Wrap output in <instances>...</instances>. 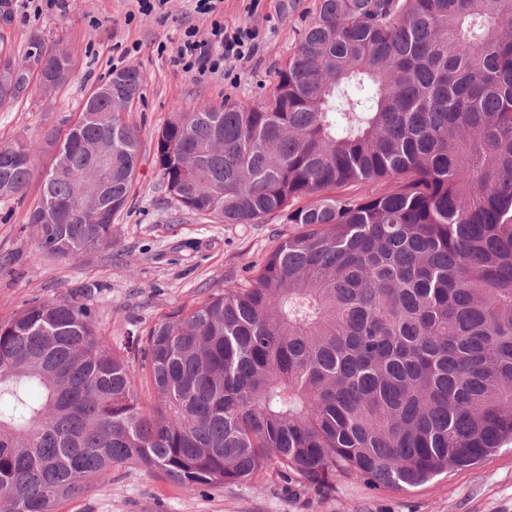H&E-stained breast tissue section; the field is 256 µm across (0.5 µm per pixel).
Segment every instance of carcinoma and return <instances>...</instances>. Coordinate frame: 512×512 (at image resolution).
<instances>
[{
    "mask_svg": "<svg viewBox=\"0 0 512 512\" xmlns=\"http://www.w3.org/2000/svg\"><path fill=\"white\" fill-rule=\"evenodd\" d=\"M35 64L75 69L62 45ZM124 73L47 135L27 224L52 258L112 245L144 83ZM27 81L0 37V105ZM41 151L0 145V198ZM156 163L202 219L294 231L248 285L149 330L148 410L91 287L0 321V512H55L119 464L187 490L271 465L407 490L512 440V0H319L273 94L173 113Z\"/></svg>",
    "mask_w": 512,
    "mask_h": 512,
    "instance_id": "obj_1",
    "label": "carcinoma"
}]
</instances>
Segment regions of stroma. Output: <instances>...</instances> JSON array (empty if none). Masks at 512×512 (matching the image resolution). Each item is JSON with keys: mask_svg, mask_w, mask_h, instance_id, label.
Returning <instances> with one entry per match:
<instances>
[{"mask_svg": "<svg viewBox=\"0 0 512 512\" xmlns=\"http://www.w3.org/2000/svg\"><path fill=\"white\" fill-rule=\"evenodd\" d=\"M317 7L318 0H224L225 26L255 27L258 48L251 59L201 79L176 66L169 53L184 27H208L193 0H170L164 23L140 13L137 0H69L66 10L38 15L0 0V35L18 57L60 42L76 65L63 87L46 92L33 82L17 102L0 107V143H37L49 130L67 129L86 96L113 71L134 65L145 76L136 105L125 114L140 134L139 161L129 202L112 226L111 247L73 262L39 249L26 215L39 200L45 156L36 157L23 199H0V319L35 301L68 299L91 284L99 333L121 354L129 336L146 335L225 286L250 279L291 225L274 215L260 224H215L177 207L160 186L156 136L175 112L266 100ZM162 44L167 52H159ZM57 512H512V443L415 489L345 482L328 496L285 482L272 467L246 484L188 491L128 464L113 468L106 484L92 483L62 502Z\"/></svg>", "mask_w": 512, "mask_h": 512, "instance_id": "35a3bbf8", "label": "stroma"}]
</instances>
